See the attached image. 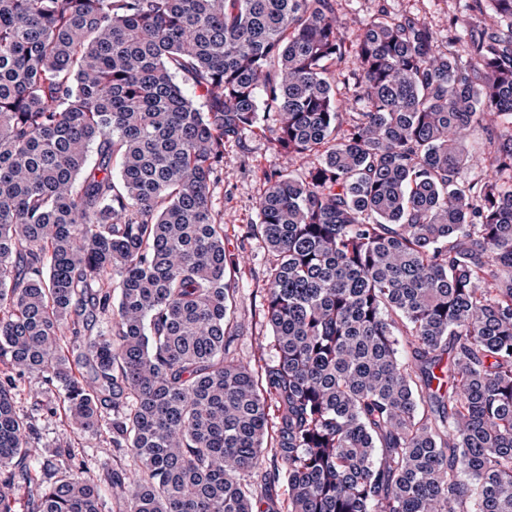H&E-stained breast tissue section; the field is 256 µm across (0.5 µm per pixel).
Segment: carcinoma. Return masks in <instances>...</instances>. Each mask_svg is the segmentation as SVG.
<instances>
[{"instance_id":"obj_1","label":"carcinoma","mask_w":512,"mask_h":512,"mask_svg":"<svg viewBox=\"0 0 512 512\" xmlns=\"http://www.w3.org/2000/svg\"><path fill=\"white\" fill-rule=\"evenodd\" d=\"M472 9L495 21L463 61L383 8L349 43L335 0H0V512L35 463L28 512L117 488L126 512H260L246 476L282 467L290 512H512V0ZM474 122L491 173L468 179ZM256 129L312 159L249 227L273 257L259 375L226 360L210 195ZM26 376L62 393L47 456ZM104 427L131 458L105 486L71 448Z\"/></svg>"}]
</instances>
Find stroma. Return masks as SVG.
Returning a JSON list of instances; mask_svg holds the SVG:
<instances>
[{
    "instance_id": "stroma-1",
    "label": "stroma",
    "mask_w": 512,
    "mask_h": 512,
    "mask_svg": "<svg viewBox=\"0 0 512 512\" xmlns=\"http://www.w3.org/2000/svg\"><path fill=\"white\" fill-rule=\"evenodd\" d=\"M470 4L471 0H336V14L350 42L379 7L418 15L430 25L441 46L463 58L470 29L459 20L470 17ZM285 167L301 176L308 163L302 158L286 160L272 149L269 133L257 131L247 134L242 144L225 147L224 170L210 187L213 208L224 216V247L238 259L234 271L238 285L233 319L236 339L229 357L256 369L277 357L264 315L272 255L260 239L248 236L247 227L258 221L256 205L267 186V176ZM15 402L21 412L36 419L44 443L55 440L63 428L61 414L54 411L59 403L58 391L48 388L41 379L29 377L20 382Z\"/></svg>"
}]
</instances>
